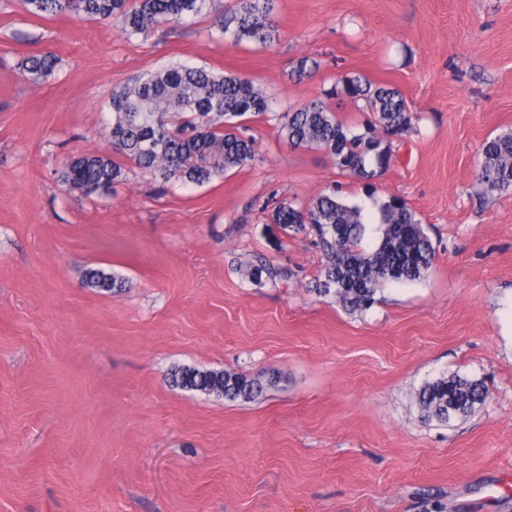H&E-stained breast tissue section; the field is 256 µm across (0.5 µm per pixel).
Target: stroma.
<instances>
[{
    "instance_id": "obj_1",
    "label": "stroma",
    "mask_w": 512,
    "mask_h": 512,
    "mask_svg": "<svg viewBox=\"0 0 512 512\" xmlns=\"http://www.w3.org/2000/svg\"><path fill=\"white\" fill-rule=\"evenodd\" d=\"M275 20L271 46H233L205 18L129 37L0 0V512H512V192L475 184L512 129V0H275ZM43 52L58 65L31 81ZM304 56L319 71L290 80ZM176 59L282 109L358 73L413 124L372 196L254 118L257 162L209 183L129 163L109 195L67 190L65 160L106 147L113 88ZM335 185L402 197L435 248L362 312L315 292L312 236L268 221ZM262 261L277 277L251 280ZM90 267L124 287H86ZM178 365L270 384L231 402L174 386ZM454 373L486 404L423 421L417 390ZM56 66L57 58L51 53H44L27 58L24 70L37 78H45L54 72Z\"/></svg>"
}]
</instances>
